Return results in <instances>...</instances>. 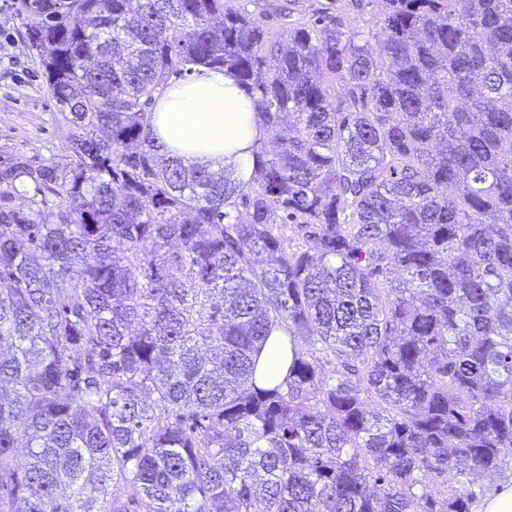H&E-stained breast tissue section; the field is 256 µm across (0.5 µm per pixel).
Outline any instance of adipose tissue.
<instances>
[{"instance_id":"adipose-tissue-1","label":"adipose tissue","mask_w":512,"mask_h":512,"mask_svg":"<svg viewBox=\"0 0 512 512\" xmlns=\"http://www.w3.org/2000/svg\"><path fill=\"white\" fill-rule=\"evenodd\" d=\"M151 126L164 152L248 178L252 146L265 136L247 91L227 71L205 69L156 93Z\"/></svg>"}]
</instances>
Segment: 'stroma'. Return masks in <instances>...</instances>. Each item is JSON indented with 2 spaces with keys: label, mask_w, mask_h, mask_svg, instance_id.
<instances>
[{
  "label": "stroma",
  "mask_w": 512,
  "mask_h": 512,
  "mask_svg": "<svg viewBox=\"0 0 512 512\" xmlns=\"http://www.w3.org/2000/svg\"><path fill=\"white\" fill-rule=\"evenodd\" d=\"M20 31V18L0 0V156L19 152L69 171L67 127Z\"/></svg>",
  "instance_id": "stroma-1"
}]
</instances>
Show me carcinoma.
<instances>
[{"mask_svg": "<svg viewBox=\"0 0 512 512\" xmlns=\"http://www.w3.org/2000/svg\"><path fill=\"white\" fill-rule=\"evenodd\" d=\"M364 1L375 50L291 4L283 38L258 0H12L73 165L0 158V512H472L512 470V0ZM203 68L276 144L247 180L155 141ZM278 338L279 334H275L264 348L261 365L256 376L262 384L269 385L273 381L280 382L284 377L281 355L275 345Z\"/></svg>", "mask_w": 512, "mask_h": 512, "instance_id": "carcinoma-1", "label": "carcinoma"}]
</instances>
